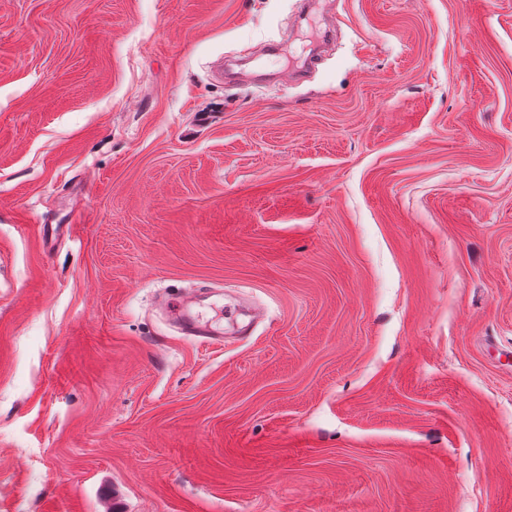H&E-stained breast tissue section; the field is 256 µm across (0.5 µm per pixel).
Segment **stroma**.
<instances>
[{"instance_id":"obj_1","label":"stroma","mask_w":512,"mask_h":512,"mask_svg":"<svg viewBox=\"0 0 512 512\" xmlns=\"http://www.w3.org/2000/svg\"><path fill=\"white\" fill-rule=\"evenodd\" d=\"M334 3L0 0V512H512V0ZM167 307L180 323L186 336L203 344L224 343V327L213 320L204 319L192 308V301L179 298H171L165 301Z\"/></svg>"}]
</instances>
